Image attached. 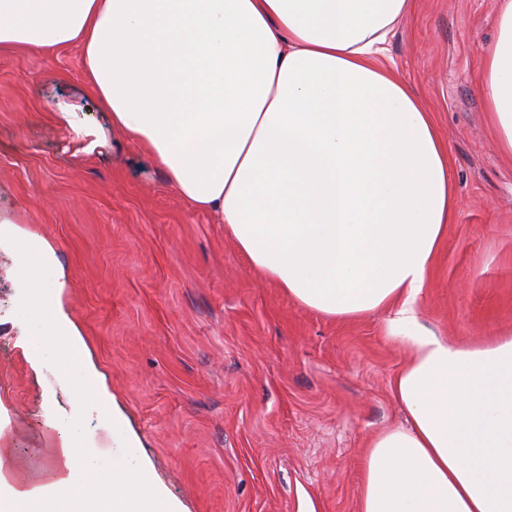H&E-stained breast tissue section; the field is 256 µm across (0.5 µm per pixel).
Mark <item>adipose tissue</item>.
I'll return each mask as SVG.
<instances>
[{"instance_id": "ef3b65f1", "label": "adipose tissue", "mask_w": 512, "mask_h": 512, "mask_svg": "<svg viewBox=\"0 0 512 512\" xmlns=\"http://www.w3.org/2000/svg\"><path fill=\"white\" fill-rule=\"evenodd\" d=\"M413 4L0 0V47L79 45L113 127L254 269L306 310L383 316L406 353L391 381L406 422L363 449L359 512H512V329L466 343L420 317L457 198L431 112L384 61ZM479 86L512 158V0H496ZM21 308L78 356L55 296L31 290ZM57 455L50 484L0 497V512H176L128 444L107 463Z\"/></svg>"}]
</instances>
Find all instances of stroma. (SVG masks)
<instances>
[{
    "mask_svg": "<svg viewBox=\"0 0 512 512\" xmlns=\"http://www.w3.org/2000/svg\"><path fill=\"white\" fill-rule=\"evenodd\" d=\"M496 0H415L388 45L448 149L457 210L421 315L480 342L512 328V160L478 91ZM98 144L77 153L58 112ZM0 216L42 241L46 275L0 242V455L14 484L42 476L72 442L132 466L179 512H357L361 452L399 421L390 380L405 352L381 316L305 310L252 269L224 227L192 210L142 148L113 131L79 46L0 48ZM61 283L82 358L64 362L18 313L25 283ZM93 372L108 399L78 396Z\"/></svg>",
    "mask_w": 512,
    "mask_h": 512,
    "instance_id": "35a3bbf8",
    "label": "stroma"
}]
</instances>
